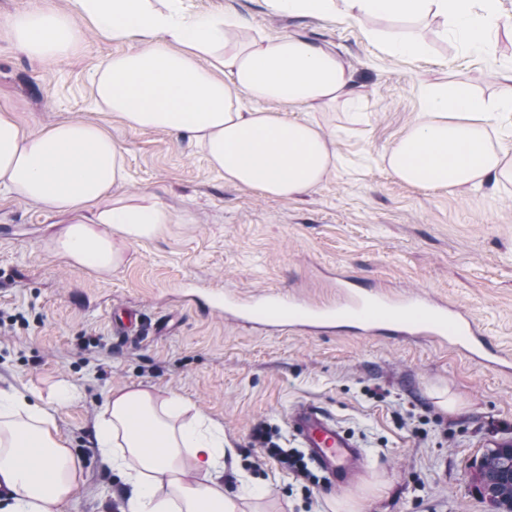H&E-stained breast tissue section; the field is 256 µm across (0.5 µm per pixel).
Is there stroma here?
Instances as JSON below:
<instances>
[{"label": "stroma", "mask_w": 512, "mask_h": 512, "mask_svg": "<svg viewBox=\"0 0 512 512\" xmlns=\"http://www.w3.org/2000/svg\"><path fill=\"white\" fill-rule=\"evenodd\" d=\"M66 0H0V107L35 132L63 120L110 130L125 149L129 204L173 216L148 238L113 234L122 263L98 271L54 249L67 215L20 198H0V386L39 391L59 381L76 391L57 417L81 467L78 491L60 512H123V482L100 456L95 425L112 390L176 392L224 429L238 476L264 488L241 512H488L468 464L494 440L512 441V374L474 365L424 340L369 337L350 327L287 332L213 310L211 296L262 292L326 305L356 287L425 292L479 322L491 344L512 345V183L465 193L398 181L384 154L421 111L426 89L461 78L487 97L503 94L493 69L512 62V35L495 57L465 50L436 23L426 51L404 57L367 36L384 20L339 22L272 11L266 0H184L190 14H221L246 33L294 35L338 52L355 74L360 109H293L336 136L335 171L315 191L276 199L225 183L204 153L166 130L133 132L97 104L98 68L128 44L86 32L68 59L52 62L10 47L9 19ZM139 311L141 334L112 326ZM301 403L334 415L365 449L356 484L304 490L252 438L276 428L295 447L287 418Z\"/></svg>", "instance_id": "stroma-1"}]
</instances>
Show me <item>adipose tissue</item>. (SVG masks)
Returning a JSON list of instances; mask_svg holds the SVG:
<instances>
[{"instance_id": "1", "label": "adipose tissue", "mask_w": 512, "mask_h": 512, "mask_svg": "<svg viewBox=\"0 0 512 512\" xmlns=\"http://www.w3.org/2000/svg\"><path fill=\"white\" fill-rule=\"evenodd\" d=\"M63 11L27 10L10 19L13 48L63 61L82 29L130 43L99 67L98 102L132 131L163 129L186 136L235 186L278 198L316 189L336 167L335 141L320 126L286 112L262 110L275 101L324 109L358 99L355 79L335 51L293 36L240 38L221 15L190 16L182 0H67ZM270 9L360 21L365 17L419 24L435 18L482 56L494 54L505 20L499 0H266ZM258 106H241V96ZM512 112V92L477 94L462 81L428 89L426 107L387 151L394 176L423 190L465 191L512 177V143L496 132ZM127 179L124 149L97 124L62 121L40 132L0 109V196L22 198L70 214L58 252L96 269L117 267L113 232L151 236L171 216L159 204L113 201ZM101 456L123 472L128 512H238L225 491L229 451L224 430L176 394L146 388L109 396L95 426ZM200 480L183 481L182 460ZM78 464L60 435L54 410L40 395L0 387V488L6 512H60L79 486ZM167 476L160 495L157 479Z\"/></svg>"}]
</instances>
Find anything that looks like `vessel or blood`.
Segmentation results:
<instances>
[{
  "mask_svg": "<svg viewBox=\"0 0 512 512\" xmlns=\"http://www.w3.org/2000/svg\"><path fill=\"white\" fill-rule=\"evenodd\" d=\"M215 306L235 311L248 322L276 323L297 330L341 323L368 334L386 331L400 339H431L485 368L512 371L511 349L488 343L474 319L459 307L422 293L347 290L336 305L328 308L284 301L268 293L249 300L228 296L216 301ZM288 426L327 483L353 482L365 453L354 436L331 415L314 404L304 403L290 411Z\"/></svg>",
  "mask_w": 512,
  "mask_h": 512,
  "instance_id": "1",
  "label": "vessel or blood"
}]
</instances>
